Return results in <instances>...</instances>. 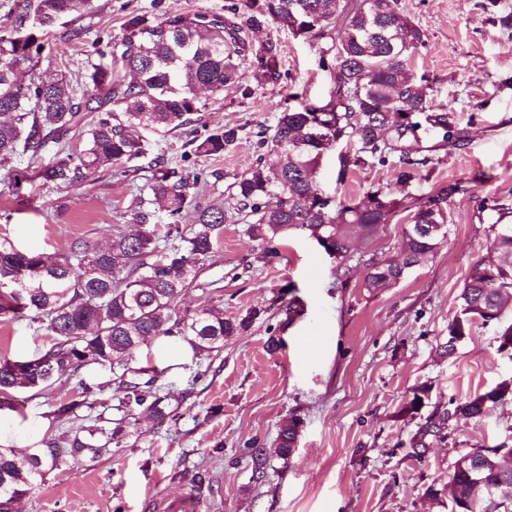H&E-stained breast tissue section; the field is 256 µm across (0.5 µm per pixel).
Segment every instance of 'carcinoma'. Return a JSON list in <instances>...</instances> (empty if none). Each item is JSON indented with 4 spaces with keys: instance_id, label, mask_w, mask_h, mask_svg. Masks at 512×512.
Masks as SVG:
<instances>
[{
    "instance_id": "1",
    "label": "carcinoma",
    "mask_w": 512,
    "mask_h": 512,
    "mask_svg": "<svg viewBox=\"0 0 512 512\" xmlns=\"http://www.w3.org/2000/svg\"><path fill=\"white\" fill-rule=\"evenodd\" d=\"M93 9L92 0H28L16 4L13 30L0 35V157L18 149L38 156L49 139L60 140L71 129L87 124L83 149L39 170L46 181L72 183L99 171L119 173L148 169L147 194L139 195L138 229L117 233L98 246L78 240L66 254L21 252L0 240V319L19 320L25 311L53 337L23 359L0 353V413L16 412L17 393L52 389L83 368L112 373L122 397L115 413L98 414L63 437L46 434L41 445L19 456L0 446V512L43 481L47 468L67 458L98 457L120 447L129 436L131 419L139 412L154 417L162 427L174 420L181 401L158 384L154 368H133L126 357L148 347L163 335L187 344L195 357L209 356L224 347V337L246 331L257 319H226L224 313L203 307L180 312L179 296L198 280L203 262L219 245L229 215L248 225L265 255L280 254L288 236L309 232L323 251L344 263L355 245L369 246L381 226L389 224L403 202L388 189L369 190L360 200H320L318 169L330 151L341 146L340 173L355 166H394L396 183L406 186L418 166L430 158H415L425 141L457 144L464 138L452 113L431 103L411 69L412 50L423 44L422 32L397 9V0H246L245 9L227 7L220 17L166 12L151 19L127 16L121 33L99 38L104 48L87 58L85 83L90 94L81 96L66 77L52 81L20 79V67L41 56L49 28L65 17ZM273 22L295 34L310 32L316 23L318 38L332 40L331 58L320 57L331 71L332 84L317 102L285 106L271 135L260 131L258 145L273 152V166L258 161L228 185L230 209L203 206L185 169L156 153L145 137L159 138L192 122L191 115L207 108L195 95L206 85L218 96L235 91L252 93L243 65L250 64L260 84L282 78L280 51L273 42L258 47L249 32ZM240 127L217 126L196 142L197 157H215L240 139ZM462 191L450 183L413 202L403 230L401 259L377 252L366 260L363 288L370 293L397 284L409 269L431 256L445 235L429 236L421 224L448 223V206ZM161 200L173 223L165 237L150 223V205ZM190 217L191 223L180 220ZM493 251L510 257L506 262L488 257L476 262L460 295L458 313L448 324L444 351L452 354L456 336H467L477 322L496 321L499 349L512 347V224H500ZM91 386L55 405L54 419L71 420L89 401ZM512 396V379L476 394L445 410L414 437L412 448H425L426 436L444 439L453 417L481 419L496 404ZM301 419L290 417L281 427L275 453L286 460L299 436ZM259 477L265 476L268 450L253 441L245 448ZM493 486L512 489V445L502 443L492 453L465 454L448 481V500L455 505L475 496L469 469Z\"/></svg>"
}]
</instances>
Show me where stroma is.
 I'll return each instance as SVG.
<instances>
[{"label": "stroma", "mask_w": 512, "mask_h": 512, "mask_svg": "<svg viewBox=\"0 0 512 512\" xmlns=\"http://www.w3.org/2000/svg\"><path fill=\"white\" fill-rule=\"evenodd\" d=\"M243 2L93 0L94 11L52 29L48 49L23 64L20 76L64 75L77 85L97 34H119L125 15L220 14ZM397 7L423 34L412 53L414 72L426 77L433 104L455 112L465 139L435 145L432 163L407 188L396 184L388 166H360L339 178L334 152L323 158L318 180L342 200L377 187L400 199L420 198L461 183L466 191L452 201L447 236L436 252L397 284L371 294L362 286V257L337 263L298 231L279 256L267 258L246 225L227 220L198 287L184 291L177 307H216L228 318L257 309L260 317L207 359L133 353L131 366L161 370L162 382L182 398L175 420L159 429L138 415L121 447L59 463L16 502V512H157L163 500L185 496L198 501V512H449L446 488L456 461L479 448L512 444L510 397L483 419L450 420L446 438L427 437L424 455L411 446L435 412L512 377V354L499 351L496 323L474 325L452 355L443 351L468 273L492 254L501 207L512 208V29L498 22L512 14V0L493 8L487 0H398ZM251 40L277 43L279 84L255 87L246 99L230 91L208 95L197 122L158 143L197 176L205 206H228L227 187L236 175L257 159L274 162V155L261 154L255 133L275 125L289 94L320 99L331 85L319 65L328 40L271 23ZM221 125L241 127V140L220 157L188 156L190 141ZM84 139L76 131L48 144L37 164L25 154L0 158V239L23 252L61 254L78 239L102 244L116 231H135L136 198L147 173L105 171L67 184L40 178L39 164L66 157ZM288 297L303 304L302 316L288 318ZM35 328L29 320L0 322V353L30 356ZM272 335L280 341L274 352L267 349ZM111 378L83 369L49 394L22 393L21 413L9 416L10 447L42 439L53 404L82 380L101 384L99 403L116 404ZM419 387L427 396L407 411ZM294 414L303 421L294 452L285 460L269 457L266 479L256 480L244 443L274 447L281 424Z\"/></svg>", "instance_id": "1"}]
</instances>
